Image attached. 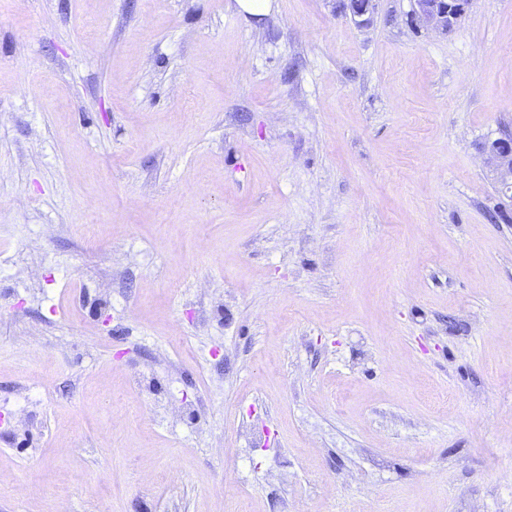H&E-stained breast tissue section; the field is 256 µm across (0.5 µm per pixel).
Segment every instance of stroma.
I'll use <instances>...</instances> for the list:
<instances>
[{
    "label": "stroma",
    "mask_w": 512,
    "mask_h": 512,
    "mask_svg": "<svg viewBox=\"0 0 512 512\" xmlns=\"http://www.w3.org/2000/svg\"><path fill=\"white\" fill-rule=\"evenodd\" d=\"M414 10L0 0V512H512V0ZM377 0H344L341 9L348 11L359 25H367L376 10ZM470 0H416L415 17L426 27L451 32ZM488 163L498 183L506 192L512 191V138H499L486 147Z\"/></svg>",
    "instance_id": "1"
}]
</instances>
